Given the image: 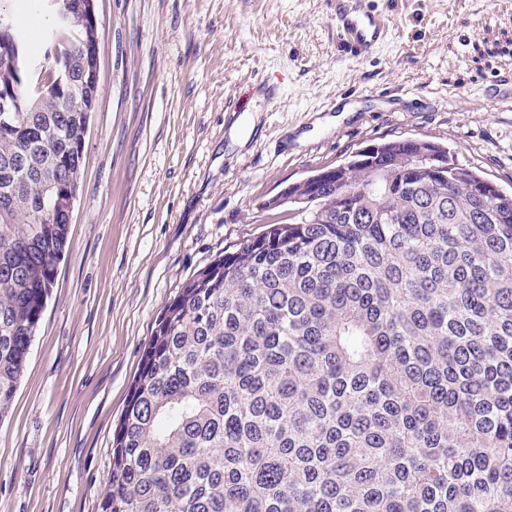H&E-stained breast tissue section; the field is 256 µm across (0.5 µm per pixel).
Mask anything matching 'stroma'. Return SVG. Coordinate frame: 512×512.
I'll list each match as a JSON object with an SVG mask.
<instances>
[{
    "label": "stroma",
    "instance_id": "1",
    "mask_svg": "<svg viewBox=\"0 0 512 512\" xmlns=\"http://www.w3.org/2000/svg\"><path fill=\"white\" fill-rule=\"evenodd\" d=\"M97 0L99 92L65 252L8 416L0 512H99L154 323L257 236L267 201L358 150L420 138L512 194V0ZM338 36L351 52L370 54L385 35V23L372 13L364 0H336Z\"/></svg>",
    "mask_w": 512,
    "mask_h": 512
}]
</instances>
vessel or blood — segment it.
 Listing matches in <instances>:
<instances>
[{
  "mask_svg": "<svg viewBox=\"0 0 512 512\" xmlns=\"http://www.w3.org/2000/svg\"><path fill=\"white\" fill-rule=\"evenodd\" d=\"M336 16L338 35L352 52H374L385 35L383 18L372 13L365 0H336Z\"/></svg>",
  "mask_w": 512,
  "mask_h": 512,
  "instance_id": "b4317fda",
  "label": "vessel or blood"
}]
</instances>
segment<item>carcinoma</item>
I'll return each instance as SVG.
<instances>
[{"label":"carcinoma","mask_w":512,"mask_h":512,"mask_svg":"<svg viewBox=\"0 0 512 512\" xmlns=\"http://www.w3.org/2000/svg\"><path fill=\"white\" fill-rule=\"evenodd\" d=\"M0 126V420L55 279L87 92L20 84ZM59 47L87 38L54 27ZM307 217L198 270L156 321L100 512H512V200L397 140Z\"/></svg>","instance_id":"carcinoma-1"}]
</instances>
